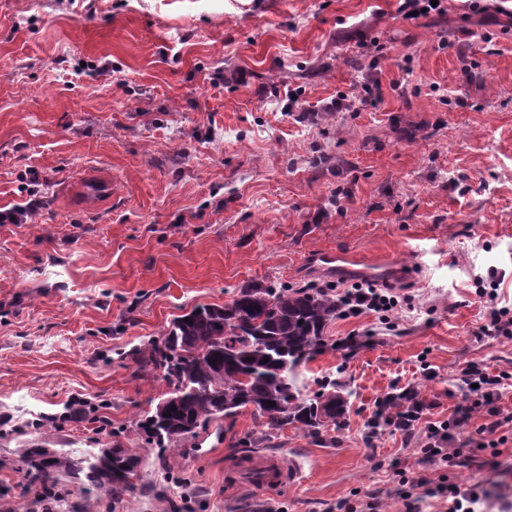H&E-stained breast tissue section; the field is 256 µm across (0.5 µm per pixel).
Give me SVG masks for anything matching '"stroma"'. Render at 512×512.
<instances>
[{
    "label": "stroma",
    "mask_w": 512,
    "mask_h": 512,
    "mask_svg": "<svg viewBox=\"0 0 512 512\" xmlns=\"http://www.w3.org/2000/svg\"><path fill=\"white\" fill-rule=\"evenodd\" d=\"M0 0V512H40L23 449L119 446L141 460L122 501L59 488L54 512H327L377 494L405 512L395 469L480 484L512 506V427L500 455L437 470L368 424L409 388L426 420L471 395L472 362L512 373V340L479 337L475 279L512 307V0ZM376 80L358 112H319ZM299 91L314 120L283 112ZM111 191L93 195L94 182ZM332 249L372 267L412 310L335 318L302 365L348 392L321 438L251 411L213 421L180 454L137 431L168 390L127 353L245 283L341 281L305 263ZM298 464L283 489L242 474L241 441ZM186 476L179 484L177 476ZM432 0H398L399 6L397 8V13L402 17V19L407 21L416 20L419 17H426L431 12L442 13L444 7L442 6V0H437V6L431 5ZM422 9H426V12H422ZM418 11V15L412 16L410 12Z\"/></svg>",
    "instance_id": "obj_1"
}]
</instances>
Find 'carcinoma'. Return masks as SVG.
<instances>
[{"label": "carcinoma", "mask_w": 512, "mask_h": 512, "mask_svg": "<svg viewBox=\"0 0 512 512\" xmlns=\"http://www.w3.org/2000/svg\"><path fill=\"white\" fill-rule=\"evenodd\" d=\"M337 312L331 288L246 284L224 305L202 306L174 320L161 339L128 354L139 371L162 372L169 388L168 397L138 419L139 433L163 449L250 408L271 429L294 425L320 436L344 416L342 388L325 382L311 399L295 373L326 350L323 332ZM20 462L28 482L47 491L66 475L117 499L135 489L119 472L127 467L136 473L140 466L136 455L118 447L82 455L30 448Z\"/></svg>", "instance_id": "1"}]
</instances>
